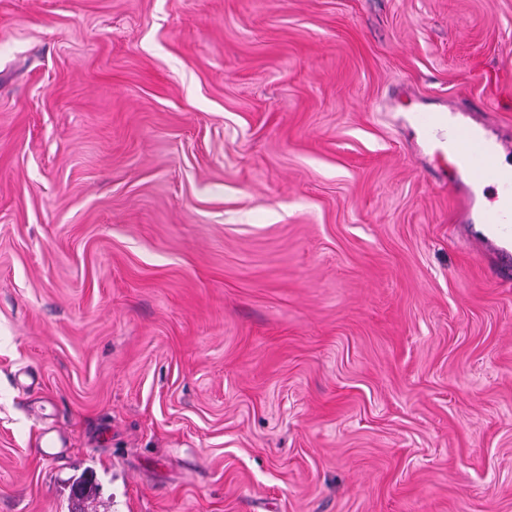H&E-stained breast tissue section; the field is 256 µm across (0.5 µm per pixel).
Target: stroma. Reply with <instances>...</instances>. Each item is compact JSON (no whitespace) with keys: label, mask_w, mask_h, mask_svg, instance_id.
I'll list each match as a JSON object with an SVG mask.
<instances>
[{"label":"stroma","mask_w":512,"mask_h":512,"mask_svg":"<svg viewBox=\"0 0 512 512\" xmlns=\"http://www.w3.org/2000/svg\"><path fill=\"white\" fill-rule=\"evenodd\" d=\"M399 87L512 163V0H0V512H512V284Z\"/></svg>","instance_id":"obj_1"}]
</instances>
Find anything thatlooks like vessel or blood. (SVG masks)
<instances>
[{"instance_id": "b4317fda", "label": "vessel or blood", "mask_w": 512, "mask_h": 512, "mask_svg": "<svg viewBox=\"0 0 512 512\" xmlns=\"http://www.w3.org/2000/svg\"><path fill=\"white\" fill-rule=\"evenodd\" d=\"M445 109H419L411 114V123L421 133L438 135L452 158L455 172L457 212L470 215L479 191L494 188L495 197L487 207L482 220L490 227V241L496 242L498 263L495 276L512 282V169L502 168L497 162L500 142L489 138L482 128L467 124L456 127L452 137H444L442 127L448 121Z\"/></svg>"}]
</instances>
